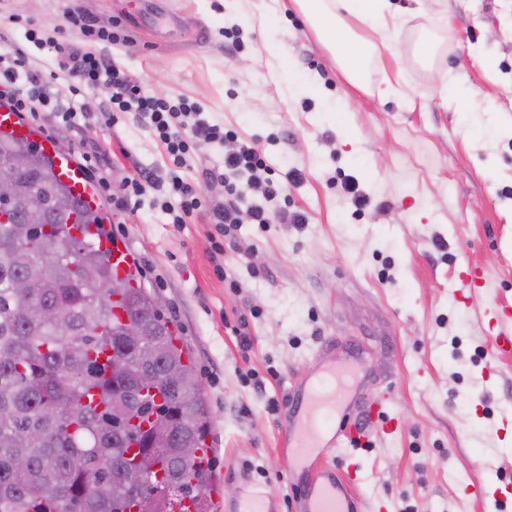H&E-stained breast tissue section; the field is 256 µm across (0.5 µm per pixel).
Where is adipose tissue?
<instances>
[{"instance_id": "ef3b65f1", "label": "adipose tissue", "mask_w": 512, "mask_h": 512, "mask_svg": "<svg viewBox=\"0 0 512 512\" xmlns=\"http://www.w3.org/2000/svg\"><path fill=\"white\" fill-rule=\"evenodd\" d=\"M310 22L318 40L338 59L344 75L362 83L375 50L374 43L360 35L367 28L386 36L395 15L388 0H293Z\"/></svg>"}]
</instances>
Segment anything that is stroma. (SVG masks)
I'll return each instance as SVG.
<instances>
[{"label":"stroma","instance_id":"stroma-1","mask_svg":"<svg viewBox=\"0 0 512 512\" xmlns=\"http://www.w3.org/2000/svg\"><path fill=\"white\" fill-rule=\"evenodd\" d=\"M0 0L16 44L27 22L64 26L69 6L96 25L120 22L126 44L104 46L159 97L198 102L233 136L191 153L182 175L204 210L184 224L161 209L169 160L133 113L109 117L103 92L81 129L32 124L75 160L95 154L112 193L101 196L138 280L192 350L209 405V463L219 479L209 512H237L264 486L279 512L301 484L278 451L280 410L321 347L362 366V401L384 400L399 425H371L370 445L331 448L357 464L364 501L387 512H512V358H497L490 306L512 314V0H390L397 15L366 88L344 77L303 16L262 25L264 0ZM455 39L442 41L444 28ZM440 39L420 63L419 39ZM313 89L289 92L274 49ZM462 75L468 109L440 100ZM256 141L276 175L300 169L288 207L302 224L243 218L216 254L207 209L224 184L203 170ZM150 171L134 210H114L125 179ZM371 204L356 213L341 184ZM473 269L491 291L469 303L450 286ZM487 489L482 499L465 486Z\"/></svg>","mask_w":512,"mask_h":512}]
</instances>
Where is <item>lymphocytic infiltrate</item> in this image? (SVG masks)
Here are the masks:
<instances>
[{"label": "lymphocytic infiltrate", "instance_id": "f902f5d3", "mask_svg": "<svg viewBox=\"0 0 512 512\" xmlns=\"http://www.w3.org/2000/svg\"><path fill=\"white\" fill-rule=\"evenodd\" d=\"M65 22L73 33L71 39L56 40L44 35L41 28L27 27L24 39L39 50L47 51L55 69L73 79L74 96L68 101L51 98L41 73L28 66L23 50L0 54V101L14 112L50 113L54 122L70 126L80 125L87 118L81 102L75 95L83 90H100L106 95L109 109L115 112H134L147 123L154 136L165 147L173 160L169 173L170 192L178 196L175 223H185L199 210L200 201L193 187L178 174L185 155L203 146L224 142L228 137L223 124L209 121L202 107L188 99L170 104L165 99L148 94L141 83L114 58L92 50V43L114 46L127 40L119 27L95 26L79 9L66 12ZM273 167L263 150L255 143L244 142L224 156V171L220 175L224 189L230 196L239 195L238 181H245L255 200L248 206L252 223L259 225L279 222L302 224L306 217L299 212L271 209L270 204L281 194L283 187L273 179Z\"/></svg>", "mask_w": 512, "mask_h": 512}]
</instances>
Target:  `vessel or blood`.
Returning <instances> with one entry per match:
<instances>
[{"mask_svg":"<svg viewBox=\"0 0 512 512\" xmlns=\"http://www.w3.org/2000/svg\"><path fill=\"white\" fill-rule=\"evenodd\" d=\"M0 132L17 140L36 142L52 158L56 178L83 206L98 208L99 193L85 169L71 157L59 154L51 139L43 137L6 105H0ZM71 233L96 240L100 250L108 253L117 278H127L131 273L133 257L123 240L100 236L91 224L74 227ZM351 379L350 369L337 368L335 359H319L285 408L279 446L293 471L303 475V489L292 501V512H364L363 500L356 491L360 480L357 464L345 469L316 464L326 449L357 443L349 422L351 403L346 398Z\"/></svg>","mask_w":512,"mask_h":512,"instance_id":"obj_1","label":"vessel or blood"}]
</instances>
